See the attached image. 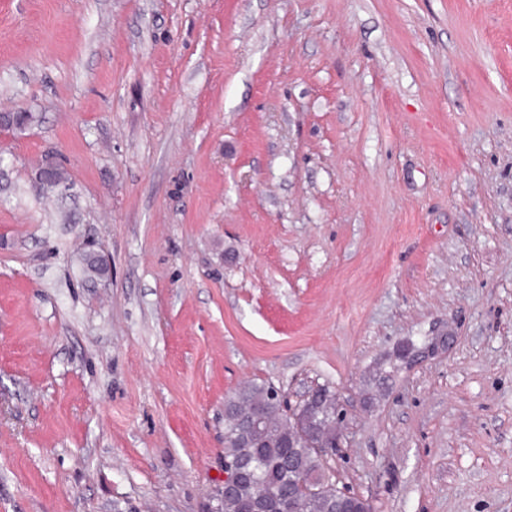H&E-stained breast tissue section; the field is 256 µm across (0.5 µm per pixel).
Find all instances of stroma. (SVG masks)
<instances>
[{
  "label": "stroma",
  "mask_w": 512,
  "mask_h": 512,
  "mask_svg": "<svg viewBox=\"0 0 512 512\" xmlns=\"http://www.w3.org/2000/svg\"><path fill=\"white\" fill-rule=\"evenodd\" d=\"M1 111L0 512H215L247 381L512 512V0H0Z\"/></svg>",
  "instance_id": "stroma-1"
}]
</instances>
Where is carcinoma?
Here are the masks:
<instances>
[{
    "label": "carcinoma",
    "instance_id": "cac0c4a2",
    "mask_svg": "<svg viewBox=\"0 0 512 512\" xmlns=\"http://www.w3.org/2000/svg\"><path fill=\"white\" fill-rule=\"evenodd\" d=\"M325 387L305 409L304 425L323 434L336 431V398ZM224 462L240 463L250 477L220 498L219 512H335L346 503L372 512L364 497L336 485L330 465L334 448H290L294 421L274 386L249 382L224 403Z\"/></svg>",
    "mask_w": 512,
    "mask_h": 512
}]
</instances>
